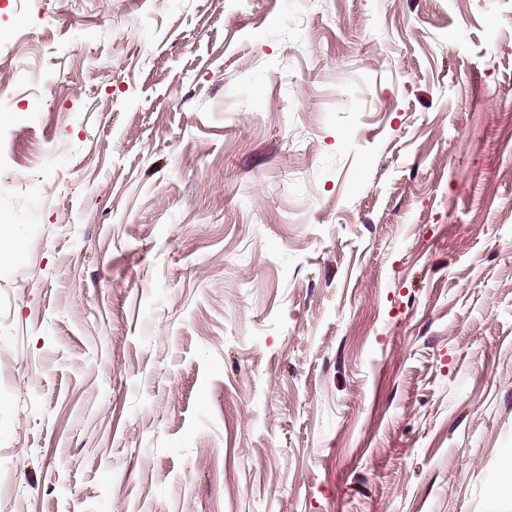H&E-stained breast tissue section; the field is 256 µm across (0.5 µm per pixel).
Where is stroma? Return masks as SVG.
I'll return each mask as SVG.
<instances>
[{
	"instance_id": "obj_1",
	"label": "stroma",
	"mask_w": 512,
	"mask_h": 512,
	"mask_svg": "<svg viewBox=\"0 0 512 512\" xmlns=\"http://www.w3.org/2000/svg\"><path fill=\"white\" fill-rule=\"evenodd\" d=\"M0 512H512V0H0Z\"/></svg>"
}]
</instances>
